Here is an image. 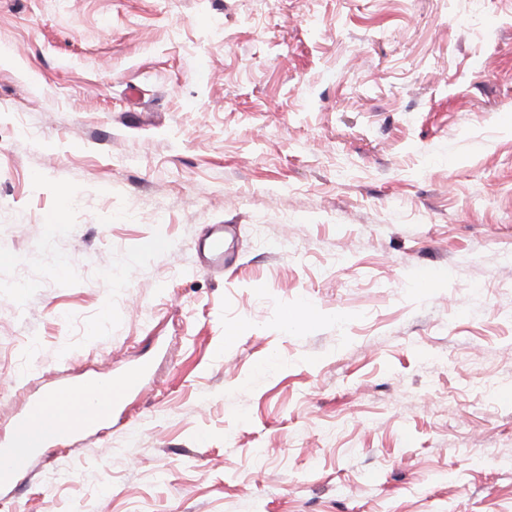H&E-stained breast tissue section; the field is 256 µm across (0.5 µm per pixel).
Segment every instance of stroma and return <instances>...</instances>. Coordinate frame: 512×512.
<instances>
[{"mask_svg":"<svg viewBox=\"0 0 512 512\" xmlns=\"http://www.w3.org/2000/svg\"><path fill=\"white\" fill-rule=\"evenodd\" d=\"M0 49V440L147 369L0 512H512V0H0ZM203 250L211 263L222 265L224 260V231L221 227H212L204 242Z\"/></svg>","mask_w":512,"mask_h":512,"instance_id":"obj_1","label":"stroma"}]
</instances>
